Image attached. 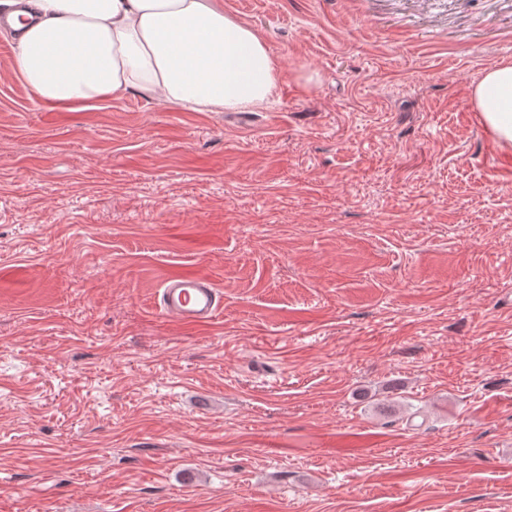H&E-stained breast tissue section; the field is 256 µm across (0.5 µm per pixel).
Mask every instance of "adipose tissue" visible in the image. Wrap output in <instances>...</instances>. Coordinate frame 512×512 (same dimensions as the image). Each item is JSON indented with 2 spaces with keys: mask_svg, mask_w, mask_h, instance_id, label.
<instances>
[{
  "mask_svg": "<svg viewBox=\"0 0 512 512\" xmlns=\"http://www.w3.org/2000/svg\"><path fill=\"white\" fill-rule=\"evenodd\" d=\"M0 0L12 68L36 99L92 104L136 90L172 107L227 112L266 105L280 68L219 0ZM490 135L512 151V61L471 92Z\"/></svg>",
  "mask_w": 512,
  "mask_h": 512,
  "instance_id": "obj_1",
  "label": "adipose tissue"
}]
</instances>
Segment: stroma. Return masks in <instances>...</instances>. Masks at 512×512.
Instances as JSON below:
<instances>
[{"label":"stroma","mask_w":512,"mask_h":512,"mask_svg":"<svg viewBox=\"0 0 512 512\" xmlns=\"http://www.w3.org/2000/svg\"><path fill=\"white\" fill-rule=\"evenodd\" d=\"M222 2L243 118L43 103L0 36V512H512V0ZM476 110L490 135L512 151V61L488 69L471 92ZM156 310L183 325L205 327L224 309V294L205 275H169L161 284Z\"/></svg>","instance_id":"stroma-1"}]
</instances>
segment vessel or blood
Listing matches in <instances>:
<instances>
[{"label": "vessel or blood", "mask_w": 512, "mask_h": 512, "mask_svg": "<svg viewBox=\"0 0 512 512\" xmlns=\"http://www.w3.org/2000/svg\"><path fill=\"white\" fill-rule=\"evenodd\" d=\"M155 307L183 325L205 327L223 310L224 294L208 276L171 275L161 284Z\"/></svg>", "instance_id": "b4317fda"}]
</instances>
